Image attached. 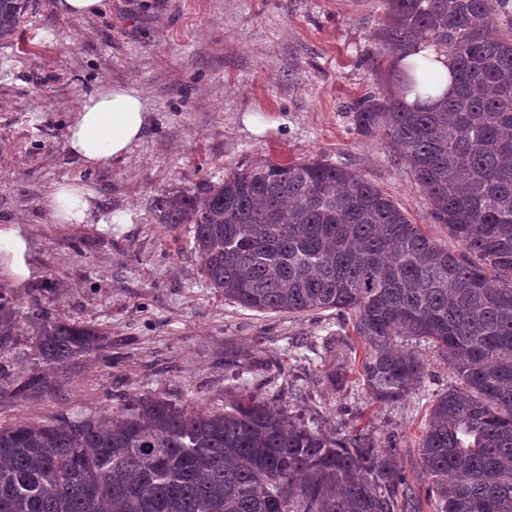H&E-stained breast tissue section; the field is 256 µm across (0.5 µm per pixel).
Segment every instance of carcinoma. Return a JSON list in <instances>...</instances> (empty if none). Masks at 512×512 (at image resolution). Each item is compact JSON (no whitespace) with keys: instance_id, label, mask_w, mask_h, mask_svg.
<instances>
[{"instance_id":"carcinoma-1","label":"carcinoma","mask_w":512,"mask_h":512,"mask_svg":"<svg viewBox=\"0 0 512 512\" xmlns=\"http://www.w3.org/2000/svg\"><path fill=\"white\" fill-rule=\"evenodd\" d=\"M373 35L381 89L355 104L426 193L449 251L379 187L313 160L247 166L202 192L163 190L158 224L192 225L207 285L258 312L335 310L365 345L335 361L375 402L424 383L420 347L446 357L452 381L433 399L418 453L432 512H512V0H382ZM30 0H0V43L15 44ZM494 15L509 18L492 26ZM447 58L451 87L425 61ZM414 96L408 102V96ZM15 328L0 297V340ZM88 325L39 321L42 360L94 351ZM80 474L83 488L71 477ZM0 512H422L394 447L339 437L242 399L222 409L138 399L93 417L0 426Z\"/></svg>"}]
</instances>
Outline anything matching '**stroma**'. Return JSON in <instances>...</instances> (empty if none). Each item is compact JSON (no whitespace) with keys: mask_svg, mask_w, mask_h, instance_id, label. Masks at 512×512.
Returning <instances> with one entry per match:
<instances>
[{"mask_svg":"<svg viewBox=\"0 0 512 512\" xmlns=\"http://www.w3.org/2000/svg\"><path fill=\"white\" fill-rule=\"evenodd\" d=\"M35 0L27 49L0 45V231L25 243L29 277L0 257V293L17 312L0 342V426L89 416L145 397L220 407L242 397L302 414L322 429L362 430L394 445L413 484L432 396L447 363L425 350V389L396 405L364 386L336 390L313 357L335 311L259 313L205 283L189 225L159 224L163 190L196 191L263 161L325 160L379 186L438 244L426 194L351 105L376 87L380 0H103L97 15ZM106 83L135 88L152 113L125 158L99 168L66 148L79 105ZM92 192L127 224H60L46 206L58 184ZM98 328L100 348L63 368L37 354L36 318ZM43 375L49 392L21 383Z\"/></svg>","mask_w":512,"mask_h":512,"instance_id":"obj_1","label":"stroma"}]
</instances>
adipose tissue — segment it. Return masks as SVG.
I'll list each match as a JSON object with an SVG mask.
<instances>
[{
	"instance_id": "adipose-tissue-1",
	"label": "adipose tissue",
	"mask_w": 512,
	"mask_h": 512,
	"mask_svg": "<svg viewBox=\"0 0 512 512\" xmlns=\"http://www.w3.org/2000/svg\"><path fill=\"white\" fill-rule=\"evenodd\" d=\"M151 120L141 94L133 87L107 84L84 101L68 128L66 144L82 163L103 167L127 156ZM54 218L63 224H126L125 212L102 210L85 188L63 184L48 198Z\"/></svg>"
}]
</instances>
